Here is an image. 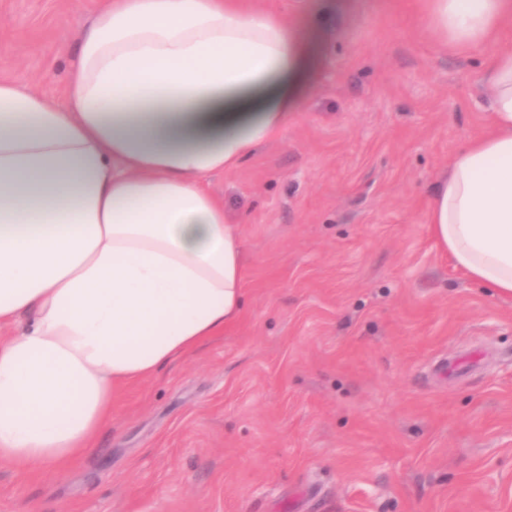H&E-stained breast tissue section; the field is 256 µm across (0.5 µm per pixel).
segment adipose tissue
<instances>
[{
	"label": "adipose tissue",
	"mask_w": 512,
	"mask_h": 512,
	"mask_svg": "<svg viewBox=\"0 0 512 512\" xmlns=\"http://www.w3.org/2000/svg\"><path fill=\"white\" fill-rule=\"evenodd\" d=\"M512 0H424L419 22L481 77L491 130L430 201L436 242L512 295ZM313 53L253 0H106L64 104L0 79V463L26 481L91 452L112 392L154 377L242 313L247 255L205 187L301 108Z\"/></svg>",
	"instance_id": "ef3b65f1"
}]
</instances>
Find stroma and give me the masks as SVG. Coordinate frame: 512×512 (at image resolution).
<instances>
[{
  "instance_id": "35a3bbf8",
  "label": "stroma",
  "mask_w": 512,
  "mask_h": 512,
  "mask_svg": "<svg viewBox=\"0 0 512 512\" xmlns=\"http://www.w3.org/2000/svg\"><path fill=\"white\" fill-rule=\"evenodd\" d=\"M101 0H0V78L63 100ZM313 46L287 127L207 177L248 261L236 325L118 388L62 474L0 466V512H512V296L427 207L490 126L486 52L412 0H259Z\"/></svg>"
}]
</instances>
